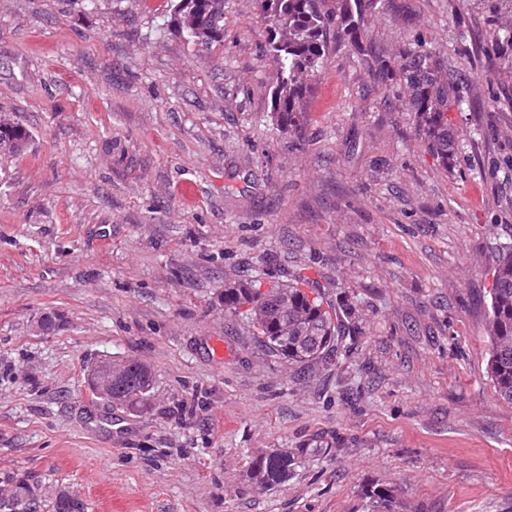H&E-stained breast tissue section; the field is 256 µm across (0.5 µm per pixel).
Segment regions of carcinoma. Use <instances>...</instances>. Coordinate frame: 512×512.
Listing matches in <instances>:
<instances>
[{"mask_svg": "<svg viewBox=\"0 0 512 512\" xmlns=\"http://www.w3.org/2000/svg\"><path fill=\"white\" fill-rule=\"evenodd\" d=\"M168 30L188 41L209 47L224 41V0H171ZM270 31L269 55L276 67L270 92V117L283 133H300L308 120L306 100L311 80L323 68L331 44H348L376 63L380 74L391 65L379 61L363 45L367 19L382 0H254ZM441 64L424 46L402 59L400 81L410 90L408 107L415 112L419 135L429 150L448 165L455 156L456 140L448 128V86L440 76ZM31 133L18 124H0V153L17 155L28 149ZM248 305L254 335L267 352L301 369L317 361L339 358L360 336L351 313L332 314L323 299L309 297L299 282L278 285L266 292L248 284L224 289V308L231 314ZM490 343L488 374L496 396L512 403V244L498 250L486 320ZM153 377L133 363L116 376L112 395L94 398L108 406L139 410L150 405ZM297 464L292 452L273 450L249 467L252 483L261 491L288 478ZM362 498L382 512H396L395 490L382 484L362 488ZM0 512H87L76 494L58 490L48 494L41 483L28 478L0 491Z\"/></svg>", "mask_w": 512, "mask_h": 512, "instance_id": "1", "label": "carcinoma"}]
</instances>
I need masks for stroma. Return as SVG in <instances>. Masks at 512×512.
Returning <instances> with one entry per match:
<instances>
[{
  "label": "stroma",
  "mask_w": 512,
  "mask_h": 512,
  "mask_svg": "<svg viewBox=\"0 0 512 512\" xmlns=\"http://www.w3.org/2000/svg\"><path fill=\"white\" fill-rule=\"evenodd\" d=\"M169 0H0V488L31 477L88 512H512V404L487 373L512 243V64L484 0H384L386 61L425 42L448 84V165L404 87L335 46L301 138L268 112L276 68L253 0L224 40L166 29ZM303 280L354 300L351 351L299 370L224 310L227 285ZM60 315L53 330L37 327ZM223 342L215 355L214 342ZM139 362L149 409L91 401L87 367ZM299 453L258 490L253 457ZM31 133L18 124H0V153L17 155L25 152L31 143ZM361 495L372 508L384 509L381 512H397L396 494L392 487L377 483L367 485L362 488Z\"/></svg>",
  "instance_id": "1"
}]
</instances>
